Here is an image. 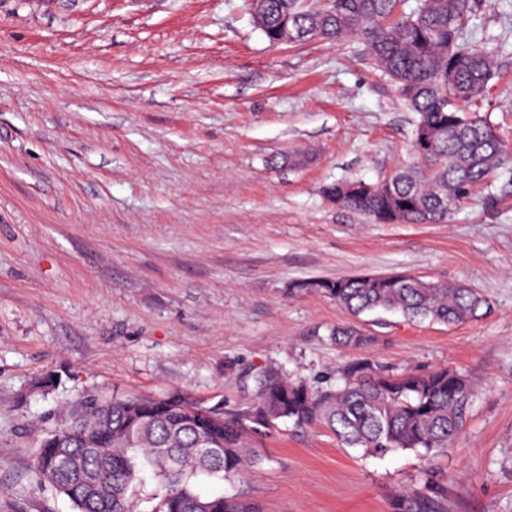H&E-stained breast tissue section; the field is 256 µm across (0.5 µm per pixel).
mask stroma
Listing matches in <instances>:
<instances>
[{"instance_id":"1","label":"stroma","mask_w":512,"mask_h":512,"mask_svg":"<svg viewBox=\"0 0 512 512\" xmlns=\"http://www.w3.org/2000/svg\"><path fill=\"white\" fill-rule=\"evenodd\" d=\"M249 3L0 0V486L22 512H73L28 481L30 422L85 390L231 414L260 378L322 390L368 356L465 375L460 439L427 465L287 422L225 493L259 512H392L428 466L448 512H512V194L486 209L493 178L445 224H376L326 201L325 184L406 162L415 115L358 42L270 46ZM468 40L498 51L481 110L512 139V0H486ZM390 273L465 283L490 310L355 318L287 292ZM339 327L365 345H337Z\"/></svg>"}]
</instances>
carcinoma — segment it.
Returning a JSON list of instances; mask_svg holds the SVG:
<instances>
[{"label": "carcinoma", "mask_w": 512, "mask_h": 512, "mask_svg": "<svg viewBox=\"0 0 512 512\" xmlns=\"http://www.w3.org/2000/svg\"><path fill=\"white\" fill-rule=\"evenodd\" d=\"M484 0H256L254 20L271 45L354 38L371 66L417 114L411 161L371 184H327L329 201L382 224H445L470 191L512 174V144L468 107L483 100L498 54L465 42ZM321 294L351 315L399 313L411 320L457 324L482 316L483 296L461 285L408 274L303 279L291 296ZM344 386L314 391L305 382L263 379L259 400L230 416L170 395L99 391L81 414L65 410L38 443L30 481L66 498L74 512H256L222 492L197 491L202 477L234 483L258 473L255 436L281 421L323 425L347 448L423 457L456 442L471 389L466 377L438 368L395 373L371 358L338 368ZM97 435L90 448L84 436ZM69 457L79 469L52 468ZM392 512H447L439 485L405 490Z\"/></svg>", "instance_id": "cac0c4a2"}]
</instances>
